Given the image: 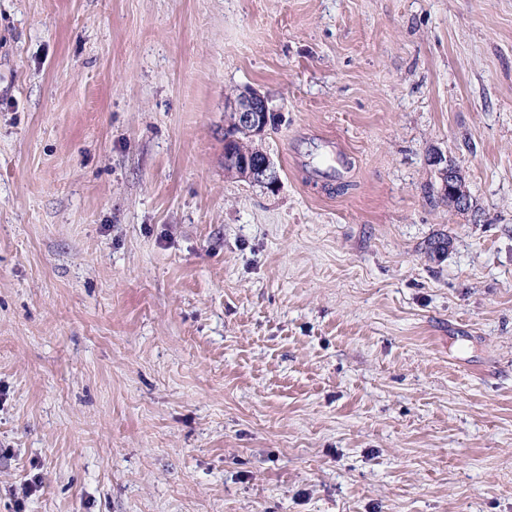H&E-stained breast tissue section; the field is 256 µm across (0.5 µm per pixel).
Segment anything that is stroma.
I'll return each instance as SVG.
<instances>
[{"label":"stroma","instance_id":"1","mask_svg":"<svg viewBox=\"0 0 512 512\" xmlns=\"http://www.w3.org/2000/svg\"><path fill=\"white\" fill-rule=\"evenodd\" d=\"M0 512H512V0H0ZM233 113V135L226 136L225 143L230 147L240 142L237 134L245 138L261 136L273 117L269 98L252 88L243 90L229 103ZM231 152L235 155L230 156L232 160L228 167L241 178L267 187L277 184V171L267 153L252 147L241 153H234L233 150ZM433 162L435 165L443 164L440 175L443 191L446 195L448 194L450 206L459 210L467 209L469 206L468 195L464 189L459 170L441 156L435 157Z\"/></svg>","mask_w":512,"mask_h":512}]
</instances>
